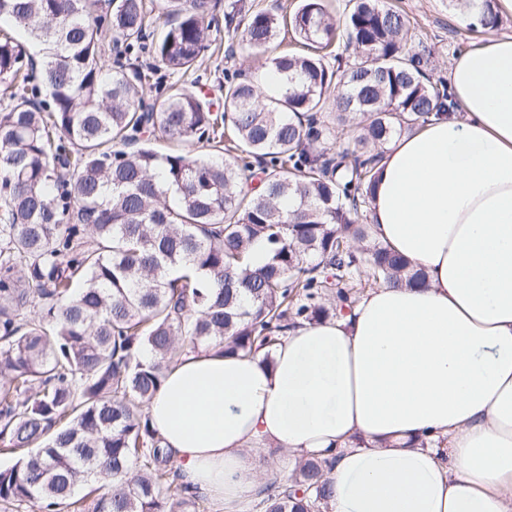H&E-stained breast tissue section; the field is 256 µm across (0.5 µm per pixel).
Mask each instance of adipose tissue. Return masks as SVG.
<instances>
[{
    "instance_id": "1",
    "label": "adipose tissue",
    "mask_w": 512,
    "mask_h": 512,
    "mask_svg": "<svg viewBox=\"0 0 512 512\" xmlns=\"http://www.w3.org/2000/svg\"><path fill=\"white\" fill-rule=\"evenodd\" d=\"M458 110L386 145L374 239L425 272L290 330L169 368L153 428L184 481L237 512L262 455L332 463V512H512V35L454 57Z\"/></svg>"
}]
</instances>
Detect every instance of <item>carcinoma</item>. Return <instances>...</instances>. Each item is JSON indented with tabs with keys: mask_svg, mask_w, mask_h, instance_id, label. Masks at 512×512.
Instances as JSON below:
<instances>
[{
	"mask_svg": "<svg viewBox=\"0 0 512 512\" xmlns=\"http://www.w3.org/2000/svg\"><path fill=\"white\" fill-rule=\"evenodd\" d=\"M464 3L498 29L494 0H448ZM214 8L0 0V441L20 453L0 469V512H209L145 412L165 371L213 343L269 352L363 284L425 281L356 223L384 145L454 108L405 16L383 0H348L340 18L324 0L288 18L231 6L224 28L254 54L283 28L309 53L268 61L285 78L271 96L224 73L217 114L196 81L165 85L140 61L193 74ZM108 33L126 62L107 58ZM164 139L207 151L162 153ZM256 168L262 188L244 189ZM258 240L270 258L254 268ZM326 469L298 462L253 508L330 512ZM92 480L90 507L73 490Z\"/></svg>",
	"mask_w": 512,
	"mask_h": 512,
	"instance_id": "cac0c4a2",
	"label": "carcinoma"
}]
</instances>
